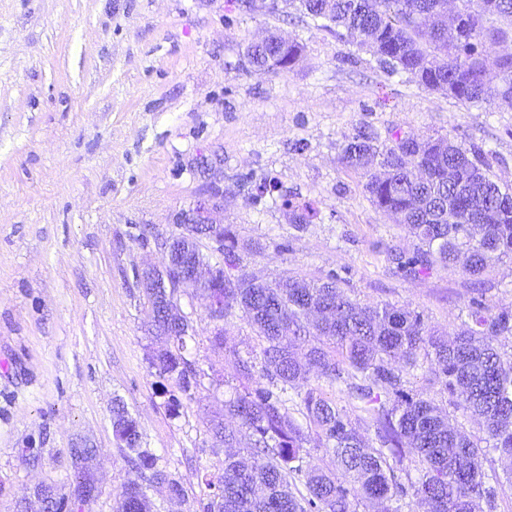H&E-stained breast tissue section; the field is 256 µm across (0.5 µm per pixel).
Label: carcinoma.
<instances>
[{
	"label": "carcinoma",
	"instance_id": "cac0c4a2",
	"mask_svg": "<svg viewBox=\"0 0 512 512\" xmlns=\"http://www.w3.org/2000/svg\"><path fill=\"white\" fill-rule=\"evenodd\" d=\"M447 17L448 0H299L303 16L341 28L342 37L370 52L392 73L463 105L512 107V0H459ZM304 48L270 33L247 43L243 56L256 72L282 73ZM382 147L356 135L340 161L368 172L365 191L379 210L396 216L420 242L412 256L395 255L401 268L420 273L434 264L478 278L492 264L512 258V187L494 179L481 153L449 136H429L411 145ZM237 309L261 338L260 352L233 353L240 386L212 419V447L224 448V467L205 476L212 490L203 512H356L359 500L382 512H492L500 475L512 479V353L495 342L512 338V312H490L471 303V322L453 339L429 327L423 316L390 304L360 305L335 278L308 283L287 276L268 284L247 272L224 230V315ZM161 343L151 367L191 401L203 385L188 337L165 315L152 320ZM431 366L434 379L456 398V409L475 420L485 437L475 441L432 401L404 390V375ZM344 386L347 398L367 414L379 446H373L346 409L325 396L310 375ZM300 400V423L287 406L288 391ZM247 430L251 446L233 451ZM112 433L137 472L151 471L147 484L128 481L115 512H142L150 485L173 497L180 485L156 468L140 448L136 420L124 404L112 405ZM336 459V471L309 464L310 434ZM417 455L418 477L403 483L396 474L404 446ZM498 454L502 474H487L486 452ZM304 482L306 494L293 491ZM96 491L84 470L75 492L90 500Z\"/></svg>",
	"mask_w": 512,
	"mask_h": 512
}]
</instances>
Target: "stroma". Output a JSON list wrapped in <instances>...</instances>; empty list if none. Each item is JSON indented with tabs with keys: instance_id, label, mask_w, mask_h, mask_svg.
I'll use <instances>...</instances> for the list:
<instances>
[{
	"instance_id": "1",
	"label": "stroma",
	"mask_w": 512,
	"mask_h": 512,
	"mask_svg": "<svg viewBox=\"0 0 512 512\" xmlns=\"http://www.w3.org/2000/svg\"><path fill=\"white\" fill-rule=\"evenodd\" d=\"M0 0V512H39L50 487L69 512H115L135 472L112 434V402L137 420L141 446L183 493L151 491L152 512H202L205 472L223 450L207 432L236 387L233 351L259 346L240 312L226 344L202 300L192 352L207 385L170 411L137 270L159 264V238L205 182L224 194V225L243 266L271 282L336 278L363 304L423 314L454 334L478 300L512 310V258L481 277L391 258L416 240L367 197L364 171L339 157L349 136L450 135L484 151L512 186V108L468 107L388 74L369 53L297 0ZM277 32L302 43L293 70L242 67L248 41ZM219 156L214 175L201 157ZM317 214L292 217L305 205ZM94 445L85 473L98 488L73 497L68 450Z\"/></svg>"
}]
</instances>
